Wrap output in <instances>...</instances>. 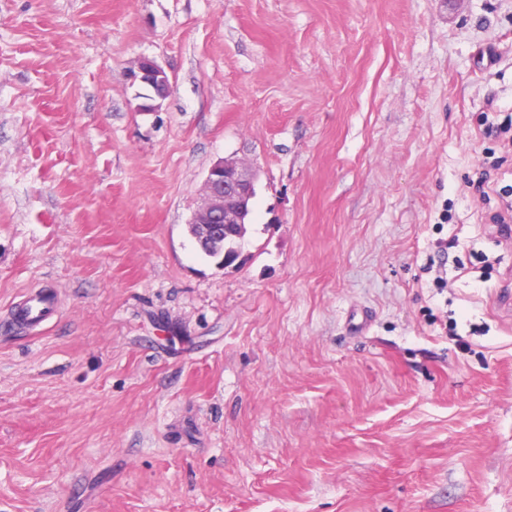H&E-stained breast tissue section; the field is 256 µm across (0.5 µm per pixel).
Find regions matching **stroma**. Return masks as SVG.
Instances as JSON below:
<instances>
[{
  "mask_svg": "<svg viewBox=\"0 0 512 512\" xmlns=\"http://www.w3.org/2000/svg\"><path fill=\"white\" fill-rule=\"evenodd\" d=\"M511 127L512 0H0V512H512ZM129 77L133 83L148 84L146 78L155 79L159 82L166 81L165 70L148 57L138 59L136 65L131 69ZM200 203L193 211L188 225V232L195 240L196 229L191 224H201L205 237L221 236L225 227L230 224H245L249 212L248 204L255 196V173L249 165L234 159L226 158L214 163L201 188ZM232 232L226 236L227 245L241 244L243 246L247 224L239 227L233 225ZM200 252L209 258L216 259L214 250L203 247L195 240ZM41 295H43V293L40 291L28 293L25 304L21 306L22 311L28 312L27 318L24 321L34 325H41L50 320L53 316L51 304L40 302L39 298Z\"/></svg>",
  "mask_w": 512,
  "mask_h": 512,
  "instance_id": "35a3bbf8",
  "label": "stroma"
}]
</instances>
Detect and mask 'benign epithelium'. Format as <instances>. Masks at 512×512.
<instances>
[{"instance_id": "obj_1", "label": "benign epithelium", "mask_w": 512, "mask_h": 512, "mask_svg": "<svg viewBox=\"0 0 512 512\" xmlns=\"http://www.w3.org/2000/svg\"><path fill=\"white\" fill-rule=\"evenodd\" d=\"M151 78L166 81L165 70L148 57L138 59L130 71V80L143 83ZM255 196V173L249 165L226 158L214 163L201 188L200 203L190 223L202 226L205 237H218L230 224H243L248 204Z\"/></svg>"}]
</instances>
